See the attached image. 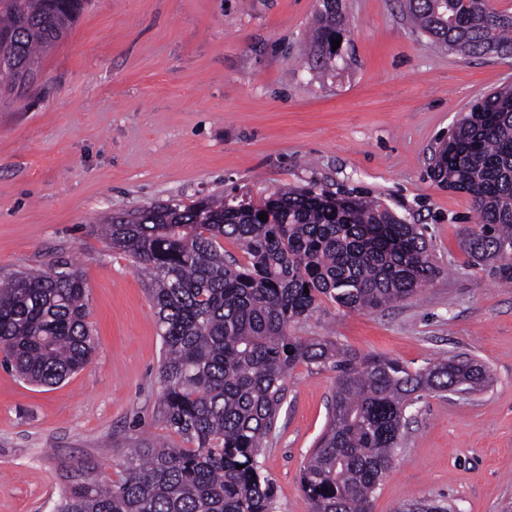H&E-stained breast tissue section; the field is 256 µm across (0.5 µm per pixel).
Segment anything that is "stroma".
<instances>
[{"label":"stroma","instance_id":"stroma-1","mask_svg":"<svg viewBox=\"0 0 512 512\" xmlns=\"http://www.w3.org/2000/svg\"><path fill=\"white\" fill-rule=\"evenodd\" d=\"M321 0H90L42 58L30 92L0 107V279L68 264L88 287L96 350L37 387L0 368V512H54L72 480L119 481L127 448L173 441L159 417L162 341L147 282L97 232L150 202L313 187L381 199L422 229L437 276L376 312L323 301L290 327L410 369L466 353L492 385L423 394L406 411L373 512L441 499L455 512L512 501V283L469 260L470 197L430 158L471 105L512 85V57L435 48L402 0H340L346 54L320 76L304 49ZM335 371L288 373L259 462L276 512H309L303 466L328 424Z\"/></svg>","mask_w":512,"mask_h":512}]
</instances>
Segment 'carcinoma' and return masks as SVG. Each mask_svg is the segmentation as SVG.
Wrapping results in <instances>:
<instances>
[{
	"mask_svg": "<svg viewBox=\"0 0 512 512\" xmlns=\"http://www.w3.org/2000/svg\"><path fill=\"white\" fill-rule=\"evenodd\" d=\"M88 4L0 0L14 76L39 72L40 54ZM404 7L440 48L512 54V12L494 0H404ZM347 28L339 0H323L310 30L321 73L336 72L343 56L331 41ZM431 175L473 200L479 220L463 233L464 251L511 282L512 86L472 105L434 152ZM102 230L150 277L162 340L161 416L181 442L130 449L119 482L75 481L56 512H275L258 456L286 397L288 371L299 363L336 372L326 431L301 473L311 512H372L420 393L469 395L493 382L466 354L412 371L385 355L353 356L331 340L290 334L324 299L375 311L413 297L437 272L420 227L377 199L332 204L311 189L257 203L208 196L139 207L110 217ZM226 240L243 259L224 255ZM88 316L76 271L8 277L0 283V366L38 386L61 383L92 360ZM397 512L450 509L423 500Z\"/></svg>",
	"mask_w": 512,
	"mask_h": 512,
	"instance_id": "1",
	"label": "carcinoma"
}]
</instances>
